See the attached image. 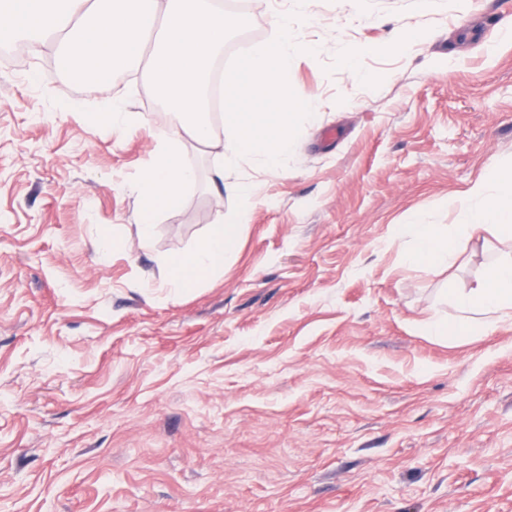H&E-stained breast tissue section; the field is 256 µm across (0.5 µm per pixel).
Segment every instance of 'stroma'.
I'll return each instance as SVG.
<instances>
[{"label":"stroma","instance_id":"35a3bbf8","mask_svg":"<svg viewBox=\"0 0 512 512\" xmlns=\"http://www.w3.org/2000/svg\"><path fill=\"white\" fill-rule=\"evenodd\" d=\"M224 6L248 23L221 70L298 8ZM303 10L293 80L318 121L283 169L219 178L213 114L211 144L182 139V207L145 240L135 185L175 121L140 68L106 90L49 74L46 47L24 72L0 61V512H512V319L425 330L512 242L470 233L449 265L410 268L393 241L414 215L460 223L454 199L512 164V0ZM405 27L427 36L396 49ZM116 97L136 126L88 125ZM220 216L244 222L237 252L167 287L162 259Z\"/></svg>","mask_w":512,"mask_h":512}]
</instances>
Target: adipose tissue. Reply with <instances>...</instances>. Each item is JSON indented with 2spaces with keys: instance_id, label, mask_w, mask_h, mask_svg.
Segmentation results:
<instances>
[{
  "instance_id": "ef3b65f1",
  "label": "adipose tissue",
  "mask_w": 512,
  "mask_h": 512,
  "mask_svg": "<svg viewBox=\"0 0 512 512\" xmlns=\"http://www.w3.org/2000/svg\"><path fill=\"white\" fill-rule=\"evenodd\" d=\"M467 227L473 231L492 230L504 239H512V168L492 169L488 179L472 185L460 203ZM242 226L216 220L194 247L187 252L168 256L164 262L165 281L172 288H190L223 268L227 258L238 248ZM411 237L414 244L402 250L401 260L409 266H441L447 264L455 250V240L413 216L408 224L398 227L395 237ZM453 303L461 313L456 325H429L434 335L461 338L470 335L474 325L471 313H483V329H492L493 314L512 312V261L489 266L473 288L458 293Z\"/></svg>"
}]
</instances>
